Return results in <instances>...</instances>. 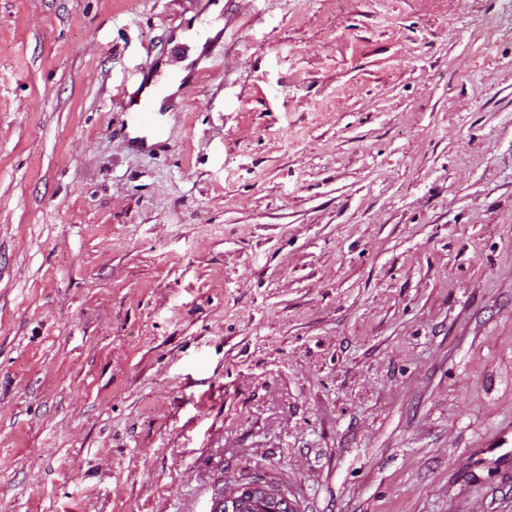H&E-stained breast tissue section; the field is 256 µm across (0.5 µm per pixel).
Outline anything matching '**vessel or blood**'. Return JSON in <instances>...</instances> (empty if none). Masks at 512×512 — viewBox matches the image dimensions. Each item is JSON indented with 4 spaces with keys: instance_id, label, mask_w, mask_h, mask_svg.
<instances>
[{
    "instance_id": "b4317fda",
    "label": "vessel or blood",
    "mask_w": 512,
    "mask_h": 512,
    "mask_svg": "<svg viewBox=\"0 0 512 512\" xmlns=\"http://www.w3.org/2000/svg\"><path fill=\"white\" fill-rule=\"evenodd\" d=\"M220 2L205 0V10L186 23L185 40L173 48L180 62L179 68L161 71L154 62H147L131 83L120 88L122 107L129 115L123 133L131 148L154 149L162 131L161 116L180 110V101L165 94L166 84L176 80L185 89L199 80L202 60L210 58L222 41L221 35L213 31L214 17L210 13L211 8L219 6Z\"/></svg>"
}]
</instances>
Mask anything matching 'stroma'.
Wrapping results in <instances>:
<instances>
[{
    "label": "stroma",
    "instance_id": "35a3bbf8",
    "mask_svg": "<svg viewBox=\"0 0 512 512\" xmlns=\"http://www.w3.org/2000/svg\"><path fill=\"white\" fill-rule=\"evenodd\" d=\"M0 0V512H512V0ZM221 0H206L200 12L185 25L189 35L184 42L173 47V52L184 63L195 55L197 47L202 44V51L188 64L168 71L157 69L154 61L147 62L137 77L130 83L123 85L119 90L123 111L129 113L123 133L129 146L135 150H152L160 140L162 124L159 116L166 112H178L182 101L174 95H164L167 83L180 79L181 90L188 88L193 82L199 81L200 75L206 70L199 69L205 59L211 57L214 49L222 41V31L212 35L213 23L224 19V8L218 10V15L208 14L211 7H218ZM214 512H296V509L285 491L261 478L231 491L224 490L222 502Z\"/></svg>",
    "mask_w": 512,
    "mask_h": 512
}]
</instances>
